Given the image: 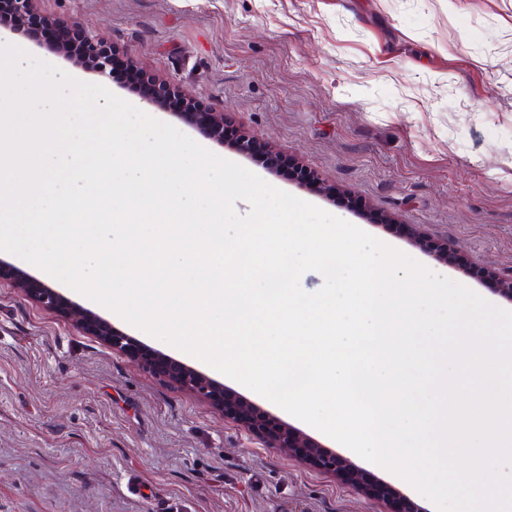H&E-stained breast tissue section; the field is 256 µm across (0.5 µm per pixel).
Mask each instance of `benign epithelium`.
<instances>
[{
    "label": "benign epithelium",
    "mask_w": 512,
    "mask_h": 512,
    "mask_svg": "<svg viewBox=\"0 0 512 512\" xmlns=\"http://www.w3.org/2000/svg\"><path fill=\"white\" fill-rule=\"evenodd\" d=\"M155 94L146 97L148 103L155 106L164 105V97L168 93H179V89L158 79ZM195 124L205 129L211 137L224 141V113L200 111L191 113ZM232 147L243 154L252 155L261 161V152H272L269 144H260L259 140L247 131L241 132L239 139ZM410 234L416 245L434 262L448 263V254L455 255L456 268L464 275L495 282L496 292L503 299L512 301V273H500L486 265L474 261L467 253L455 247L454 243L444 239H434L414 227ZM19 288L35 302L62 317L73 315L67 301L36 281L21 280ZM84 328L92 335L112 346V349L126 353L130 358L166 376L171 384L181 390L188 391L211 405L223 410L224 416L245 429L261 436L271 448H278L290 458L299 460L311 467L332 472L344 482L361 489L368 497L384 506L383 512H420V508L412 501L404 498L392 486L367 479L365 474L356 469L347 459L339 457L304 433L281 424L261 414L249 402L217 387L206 376L185 367H175L159 361L149 350L136 346L131 339L116 332L109 323L90 315L80 317Z\"/></svg>",
    "instance_id": "1"
}]
</instances>
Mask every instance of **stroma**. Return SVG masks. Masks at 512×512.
Listing matches in <instances>:
<instances>
[{"mask_svg":"<svg viewBox=\"0 0 512 512\" xmlns=\"http://www.w3.org/2000/svg\"><path fill=\"white\" fill-rule=\"evenodd\" d=\"M38 16L96 33L126 61L178 85L225 123L311 170L264 166L34 35L0 27L80 81L100 84L269 184L311 202L503 309L492 284L433 265L408 234L447 238L512 271V0H38ZM370 205L390 215L372 222ZM73 317L0 280V512H381L336 475L268 447L223 412L84 331L108 322L160 358L207 376L396 488L435 505L210 366L2 251Z\"/></svg>","mask_w":512,"mask_h":512,"instance_id":"35a3bbf8","label":"stroma"}]
</instances>
